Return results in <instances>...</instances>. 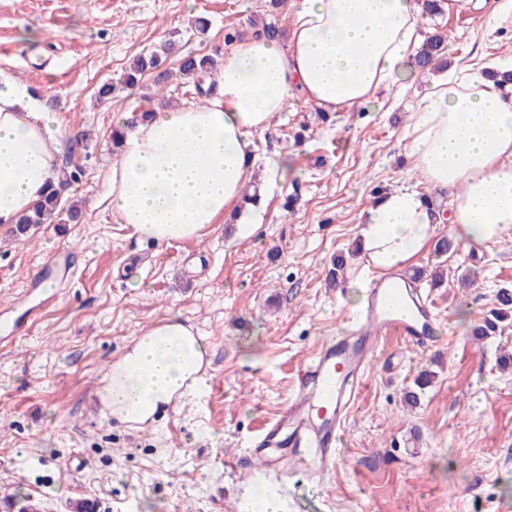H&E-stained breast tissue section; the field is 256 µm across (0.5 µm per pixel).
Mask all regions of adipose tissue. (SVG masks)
Segmentation results:
<instances>
[{"label": "adipose tissue", "mask_w": 512, "mask_h": 512, "mask_svg": "<svg viewBox=\"0 0 512 512\" xmlns=\"http://www.w3.org/2000/svg\"><path fill=\"white\" fill-rule=\"evenodd\" d=\"M288 42L262 31L224 53L219 93L152 113L127 129L107 177L118 223L164 244L199 238L239 209L255 137L299 97L333 112L368 103L410 73L422 0H289ZM420 188L380 194L355 235L382 272L411 266L449 222L466 246L512 233V84L472 66L432 83L404 133ZM63 140L48 131L28 87L0 80V226L13 225L54 183ZM452 196L449 217L424 189ZM209 342L179 315L142 329L99 392L108 417L143 429L199 386Z\"/></svg>", "instance_id": "1"}]
</instances>
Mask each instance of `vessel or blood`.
<instances>
[{
  "label": "vessel or blood",
  "instance_id": "vessel-or-blood-1",
  "mask_svg": "<svg viewBox=\"0 0 512 512\" xmlns=\"http://www.w3.org/2000/svg\"><path fill=\"white\" fill-rule=\"evenodd\" d=\"M435 322L431 304L402 275L372 278L355 325L324 342L297 372L292 403L253 440L249 458L270 474L287 469L294 485L322 483L378 340L393 334L428 349Z\"/></svg>",
  "mask_w": 512,
  "mask_h": 512
}]
</instances>
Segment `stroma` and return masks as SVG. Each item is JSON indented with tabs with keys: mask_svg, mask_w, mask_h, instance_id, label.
<instances>
[{
	"mask_svg": "<svg viewBox=\"0 0 512 512\" xmlns=\"http://www.w3.org/2000/svg\"><path fill=\"white\" fill-rule=\"evenodd\" d=\"M497 0H459L425 17L422 37H445V68L512 65V23L488 30ZM210 22L206 32L197 18ZM271 25L289 36L287 8L268 0H0V78L26 84L51 134L66 135L58 168L81 166L70 190L79 221L59 214L29 241L0 227V309L25 312L0 349V512L35 499L42 512H238L262 486H278L281 512H512V325L476 342L469 327L512 287V239L436 257L420 252L419 285L434 305L439 340L428 350L396 336L379 340L324 486L292 491L258 466L229 471L263 423L284 410L293 380L323 341L359 308L377 271L357 256L355 226L383 190L419 176L404 130L443 70L420 72L378 101L325 112L294 100L256 137L263 224H216L196 242L157 244L116 222L105 177L118 157L112 131L136 110L198 101L193 84L166 67L120 87L130 61L180 38L183 52L223 62L224 35ZM41 31L39 42L25 38ZM111 96L100 97L103 84ZM286 155V177L269 171ZM343 259V279L328 273ZM66 261L54 301L30 310L23 295L38 267ZM443 265L448 279L432 287ZM475 284L458 287V269ZM177 314L210 343L200 388L144 429L106 417L98 400L109 365L143 327ZM435 379L419 405L403 392L421 370Z\"/></svg>",
	"mask_w": 512,
	"mask_h": 512,
	"instance_id": "obj_1",
	"label": "stroma"
}]
</instances>
